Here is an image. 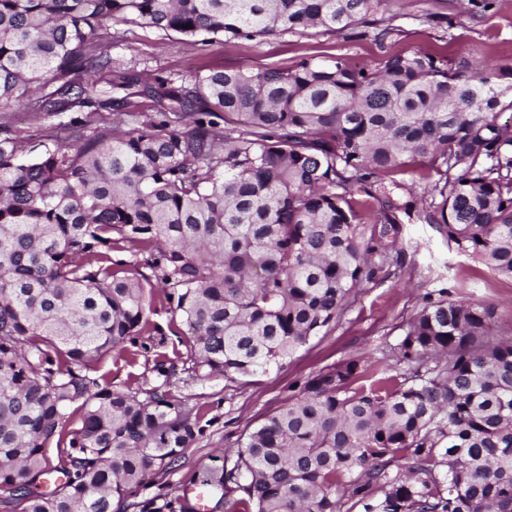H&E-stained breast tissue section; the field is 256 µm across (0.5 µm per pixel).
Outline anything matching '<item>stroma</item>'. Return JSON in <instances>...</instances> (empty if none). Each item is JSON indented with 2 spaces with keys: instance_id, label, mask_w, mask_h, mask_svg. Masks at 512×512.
Returning a JSON list of instances; mask_svg holds the SVG:
<instances>
[{
  "instance_id": "1",
  "label": "stroma",
  "mask_w": 512,
  "mask_h": 512,
  "mask_svg": "<svg viewBox=\"0 0 512 512\" xmlns=\"http://www.w3.org/2000/svg\"><path fill=\"white\" fill-rule=\"evenodd\" d=\"M466 5L467 0H400L393 21L396 33L382 45L312 33L201 44L149 27L118 25L104 37L111 68L92 71L87 78L105 88L116 71L133 70L149 79L166 78L178 84L224 68L287 69L309 56L369 62L413 50L452 59L469 55L480 61L511 62L512 0H495L486 18L467 19L450 29L419 20L426 12L449 16ZM78 118L74 124L66 113L47 118L39 112L0 109V124L33 142L66 145L84 134L112 133V113L87 109ZM399 248L400 258L389 262L375 283L351 295L335 325L311 338L283 367L250 377L198 376L175 302L167 299L162 288L147 289V330L128 344L122 355L103 356L96 371L111 381L114 389L164 388L187 406L202 407L204 430L178 462L154 470L146 478L135 491L134 501L177 498L194 474L214 459L234 464L239 439L297 395L305 381L320 371L350 358L393 354L429 292L445 288L489 306L499 335L512 336L511 279L458 254L434 224L403 225ZM161 360L171 368V378L158 374L156 364Z\"/></svg>"
}]
</instances>
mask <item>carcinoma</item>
<instances>
[{"mask_svg": "<svg viewBox=\"0 0 512 512\" xmlns=\"http://www.w3.org/2000/svg\"><path fill=\"white\" fill-rule=\"evenodd\" d=\"M398 0H0V105L158 115L112 140L29 145L0 125V512H121L203 431L169 392L94 374L148 325L141 268L176 299L206 376H250L336 323L378 278L403 219L512 279V64L421 50L370 64L304 58L190 83L130 71L101 89L99 42L138 25L196 42L303 34L383 45ZM511 121H501L503 114ZM414 166L426 206L400 194ZM364 193V201L356 195ZM371 204V226L360 206ZM126 242L141 259H112ZM388 357L308 379L196 484L218 512H512V341L489 307L425 297ZM138 512H197L185 497ZM139 91V87L128 90L129 95L125 100L122 111L141 113L143 116H155L156 109L158 107L156 101L152 98L140 94Z\"/></svg>", "mask_w": 512, "mask_h": 512, "instance_id": "cac0c4a2", "label": "carcinoma"}]
</instances>
